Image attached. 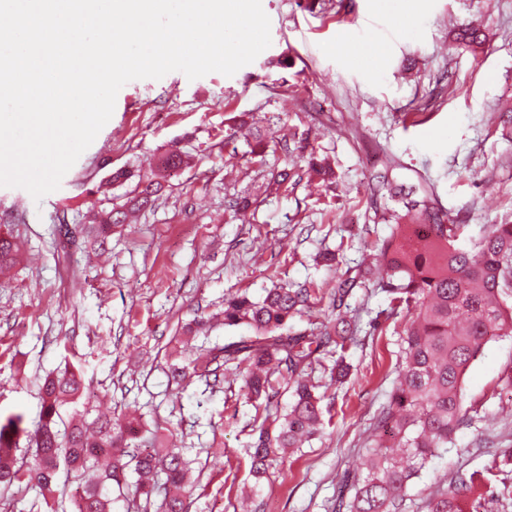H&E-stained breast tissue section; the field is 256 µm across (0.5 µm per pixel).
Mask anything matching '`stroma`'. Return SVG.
<instances>
[{"label":"stroma","mask_w":512,"mask_h":512,"mask_svg":"<svg viewBox=\"0 0 512 512\" xmlns=\"http://www.w3.org/2000/svg\"><path fill=\"white\" fill-rule=\"evenodd\" d=\"M271 44L233 76L188 80L175 71L124 85L113 115L65 174L59 189L34 200L0 187V233L17 237L21 257L0 278V416L37 419L43 377L81 368L97 409L129 411L145 428L168 427L201 474L189 512H335L365 473L374 422L397 376L401 321L369 322L385 294L356 289L350 314L367 336L335 390L334 417L260 486L245 450L257 439L243 369L222 383L169 380L167 353L182 325L210 329L196 345L229 341L218 316L226 296L264 297L278 283L331 287L347 267L369 261L391 232L390 213L368 203L373 176L391 171L434 198L450 216H467L462 245L489 224L512 223V0H422L408 23L377 0H261ZM465 27L486 34L482 49L458 45ZM359 48L386 43L377 66L332 51L338 34ZM246 118L267 136L264 164L254 142L230 134ZM186 167L167 174L166 191L137 222L115 228L104 245L85 241L94 212L121 203L115 169L149 172L170 149ZM328 159L332 181L300 180L264 195L255 213L231 212L236 196L305 172ZM343 247L342 264L317 261ZM512 368V338L485 345L465 376L466 403L480 413L455 445L434 457L407 489L403 512H424L430 489L457 471L482 468L512 448V395L500 378Z\"/></svg>","instance_id":"35a3bbf8"}]
</instances>
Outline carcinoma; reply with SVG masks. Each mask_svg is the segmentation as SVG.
I'll list each match as a JSON object with an SVG mask.
<instances>
[{
  "instance_id": "carcinoma-1",
  "label": "carcinoma",
  "mask_w": 512,
  "mask_h": 512,
  "mask_svg": "<svg viewBox=\"0 0 512 512\" xmlns=\"http://www.w3.org/2000/svg\"><path fill=\"white\" fill-rule=\"evenodd\" d=\"M185 155L166 153L157 171L146 175L117 169L111 181L120 186L137 179L124 204L102 212L90 226L106 237L127 223L131 211L155 206L163 189V173L181 167ZM372 195L394 200L404 185L384 173ZM405 212H392V232L375 261L336 281L333 288L278 287L254 300L245 292L224 299V329L246 333L222 346L185 351L192 326L183 329L181 350L170 354L176 381H218L223 368L247 364L241 391L255 409L258 431L247 450L249 475L260 484L274 470L288 466V450L300 448L325 424L326 391L349 375L346 353L361 345L355 320L346 318L355 289L367 281L386 295L387 317H402L401 361L386 406L376 423L377 450L367 472L357 481L347 512H401L409 481L420 477L429 461L457 432L472 422L477 409L463 407V378L491 340L512 336V224H492L470 247L458 245L465 221L442 213L431 201H407ZM14 237L0 236V269L19 260ZM329 299L336 320L296 330L290 322L305 309ZM339 353L323 368L325 381L312 376L325 351ZM289 394L288 404L272 406ZM84 410L65 415L76 405ZM89 395L82 372L68 365L46 376L41 386L38 420L22 412L0 420V490H34L49 512L59 487L76 486L73 510L112 512L113 491L143 512H188L193 461L169 439V429L154 425L160 445L140 444L141 424L123 413L86 416ZM26 446H21V441ZM512 464V448L494 455L484 471L460 473L426 499V512H479L474 495L484 474Z\"/></svg>"
}]
</instances>
